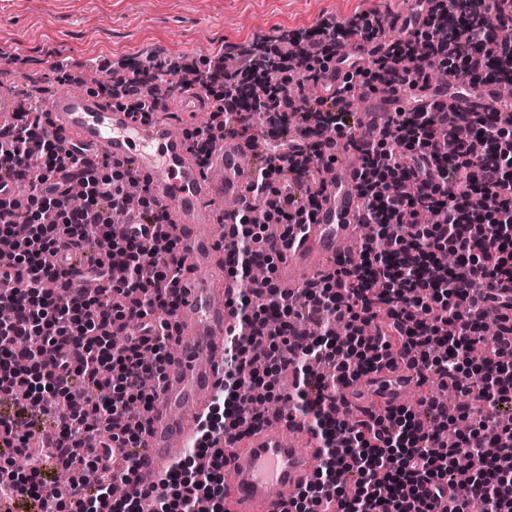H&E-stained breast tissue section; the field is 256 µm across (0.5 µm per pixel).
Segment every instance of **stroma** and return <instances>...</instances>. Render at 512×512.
Instances as JSON below:
<instances>
[{
  "label": "stroma",
  "mask_w": 512,
  "mask_h": 512,
  "mask_svg": "<svg viewBox=\"0 0 512 512\" xmlns=\"http://www.w3.org/2000/svg\"><path fill=\"white\" fill-rule=\"evenodd\" d=\"M413 0H0V85L58 89L55 67H98L160 48L198 60L327 17L408 14Z\"/></svg>",
  "instance_id": "1"
}]
</instances>
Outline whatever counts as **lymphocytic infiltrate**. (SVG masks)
I'll use <instances>...</instances> for the list:
<instances>
[{
    "instance_id": "obj_1",
    "label": "lymphocytic infiltrate",
    "mask_w": 512,
    "mask_h": 512,
    "mask_svg": "<svg viewBox=\"0 0 512 512\" xmlns=\"http://www.w3.org/2000/svg\"><path fill=\"white\" fill-rule=\"evenodd\" d=\"M460 3L469 15L461 27L437 20L439 0H416L404 16L325 18L317 41L305 30L265 35L191 63L189 82L178 79L162 51L109 66L110 81L98 94L121 86L132 112L145 118L166 112L173 93L207 94L209 120L190 137L200 163L227 133L265 147L233 216L224 262L235 283L239 331L265 347V359L241 380L250 348L239 331L230 332L223 413L199 418L193 457L176 462L148 493L137 487L142 416L153 398L142 382L159 380L171 358L182 277L178 239L115 233L112 213L124 206L129 171L50 138L42 88L22 89L27 110L0 124V174L31 185L30 206H0V239L14 246L12 261L0 264V306L14 311L0 319V393L19 408L0 415V471L10 478L0 489V512H16L21 499L27 512H224L222 440L268 413L246 390L289 368L296 408L309 418L322 457L289 512H433L441 500L445 512H512V458L504 454L512 428L498 423L512 402V364L501 359L512 352V118L492 108L476 122L465 111L427 103L396 109L370 143L352 126L353 98L377 90L371 72L384 73L391 90L438 93L462 75L472 86L488 84L493 63L512 58V0H449L450 16ZM353 42L371 43L368 60L330 80L338 51ZM420 43L430 50V65L416 53ZM260 57L278 80L254 78L240 101L238 83ZM308 82L320 88L316 99L291 114L277 111ZM339 149L359 153L363 169L395 176L359 191L358 221L389 220V252L363 247L360 261L293 295L278 293L271 278L252 281L251 266L271 267L274 255L248 249L251 212L272 205L283 228L312 223L326 180L299 158ZM426 209L439 213V223H420ZM106 235L124 275L110 279V265L90 255V287L72 288L59 263V237L92 249ZM443 249L456 254L455 266L438 261ZM489 319L496 341L486 363L476 364L468 353L484 343ZM131 321L135 334L112 346L105 329ZM339 321L373 327L368 343L376 360L338 345ZM397 353L439 374L461 402L450 408L429 398L426 419L405 406L385 418L340 417L345 388ZM21 456L26 466L17 465ZM349 477L358 488L352 498L342 491ZM116 483L129 494L113 496Z\"/></svg>"
}]
</instances>
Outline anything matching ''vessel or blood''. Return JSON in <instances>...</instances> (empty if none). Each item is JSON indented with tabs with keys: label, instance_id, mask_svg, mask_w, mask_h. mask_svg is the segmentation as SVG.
Here are the masks:
<instances>
[{
	"label": "vessel or blood",
	"instance_id": "b4317fda",
	"mask_svg": "<svg viewBox=\"0 0 512 512\" xmlns=\"http://www.w3.org/2000/svg\"><path fill=\"white\" fill-rule=\"evenodd\" d=\"M402 98L401 92L377 94L370 111L357 115L356 136L372 138ZM46 128L66 149L93 158L122 162L139 187L163 204L178 237L177 257L189 284L177 312L188 326L174 338L176 352L145 418V449L137 470L140 486L159 485L195 435V425L211 400L224 357V335L234 323L229 290L198 279L218 252L214 226L222 222L228 199H242L253 172L241 158L248 142L228 135L219 140L208 165H201L188 140L176 133L175 116L198 105L188 95L171 103L166 114L143 118L103 96L49 91L43 95ZM361 161L348 151L332 164L313 223L268 242L282 260L279 288L293 291L318 269L314 256L337 264L344 243L357 226ZM417 382L403 362L381 368L347 388L345 408L371 413L401 405ZM320 443L294 420L254 430L224 444V493L232 512H286L299 488L312 476Z\"/></svg>",
	"mask_w": 512,
	"mask_h": 512
}]
</instances>
